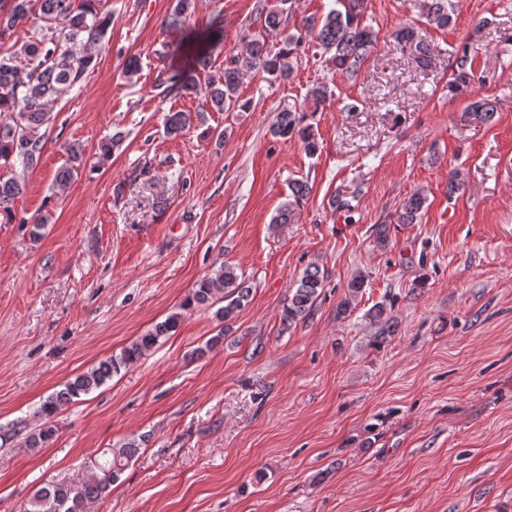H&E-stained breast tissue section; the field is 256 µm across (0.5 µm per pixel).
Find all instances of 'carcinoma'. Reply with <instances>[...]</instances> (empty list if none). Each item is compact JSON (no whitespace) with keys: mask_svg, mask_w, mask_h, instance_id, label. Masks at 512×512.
I'll return each instance as SVG.
<instances>
[{"mask_svg":"<svg viewBox=\"0 0 512 512\" xmlns=\"http://www.w3.org/2000/svg\"><path fill=\"white\" fill-rule=\"evenodd\" d=\"M97 0H0V35H4L26 20L33 8H38L41 25L31 36L7 56L0 55V162L12 166L20 163L23 169L37 164L46 139L41 133L52 123L50 105L62 100L81 85L85 75L95 67L106 50L105 38L112 25V14L96 7ZM193 0H174L173 10L167 18L168 31L175 34L170 43L172 53L179 54L186 48L193 49L195 68L160 72L156 86L179 92L202 94L206 101L219 112L236 110L246 112L251 101L243 98L239 89L245 76L261 71L272 82L288 80L294 71V63L306 37H313L328 55V62L336 73L355 78L378 39V32L366 23L367 0H336L337 8L323 18L304 21L302 31L286 32L290 0H275L272 6L264 5V29L282 34L278 50H272L265 38L254 35L243 38L244 50L224 60V69L217 77L201 83L199 74L212 66L214 53L224 43L223 27L212 23L205 30H197L187 24V15ZM411 8L417 10L420 21L429 27L446 28L452 21L455 4L453 0H410ZM392 37L402 48L411 51L415 62L422 68L432 64L430 45L422 39L419 29L405 25L397 29ZM467 44L453 54L452 80L448 91L458 92L475 82L472 70V52ZM305 113L301 107L287 106L278 112L271 134L279 139L298 138L310 157L320 151L311 125L304 123ZM191 124V114L171 112L165 119V129L170 135L184 132ZM118 131L100 145L98 163L112 157V151L123 141ZM68 160L56 176L59 187H65L87 166L85 150L79 143L67 149ZM25 186V174L13 173L7 178L0 176V218L9 222L15 218L14 199ZM291 195L274 217L277 224H288L295 216L300 201L309 193L303 180L289 184ZM427 197L417 191L400 207L394 218L396 224H414L426 203ZM324 273L316 264L304 270L296 288L292 289L284 307L282 322L291 326L305 319L320 296ZM364 286L358 275L349 285V297L339 305V313L345 314ZM250 295L236 272V268L225 264L213 274L196 284L191 297L170 313L162 322L137 337L120 354L111 355L87 371L64 384L63 388L42 403L39 413L44 425L27 438V445L38 448L55 435L52 424L54 416L65 405L76 401L112 379L121 369L137 362L142 355L157 345L159 340L177 330L184 311L193 306H205L218 300L224 306L216 311L217 319L226 323L234 318ZM146 437L132 439L119 448H110L103 453L86 476L72 481L53 482L39 489L19 512H88L89 505L106 495L123 470L124 463L136 456Z\"/></svg>","mask_w":512,"mask_h":512,"instance_id":"obj_1","label":"carcinoma"}]
</instances>
